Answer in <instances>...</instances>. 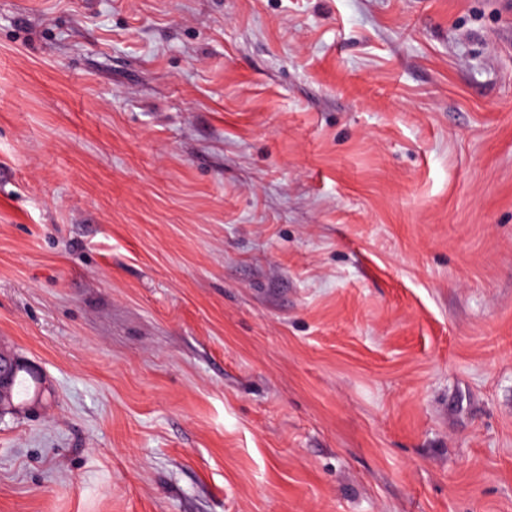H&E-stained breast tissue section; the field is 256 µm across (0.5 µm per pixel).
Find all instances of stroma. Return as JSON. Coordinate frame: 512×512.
<instances>
[{"label":"stroma","mask_w":512,"mask_h":512,"mask_svg":"<svg viewBox=\"0 0 512 512\" xmlns=\"http://www.w3.org/2000/svg\"><path fill=\"white\" fill-rule=\"evenodd\" d=\"M0 512H512V0H0ZM27 371L35 373L21 358L0 347V413L17 410L13 399V387L15 377L19 372L15 381L16 396L22 393L26 396L30 394V386L26 384V378L21 373H25L31 378L34 383L33 392L36 393L38 384H40L39 379Z\"/></svg>","instance_id":"obj_1"}]
</instances>
